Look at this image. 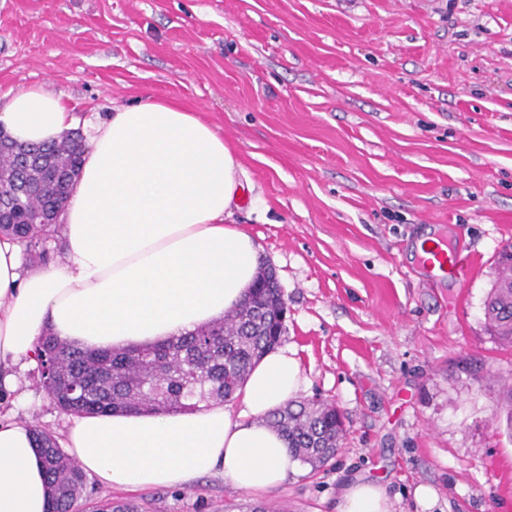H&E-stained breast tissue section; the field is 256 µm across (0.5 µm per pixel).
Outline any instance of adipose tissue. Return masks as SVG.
I'll return each instance as SVG.
<instances>
[{"instance_id":"1","label":"adipose tissue","mask_w":512,"mask_h":512,"mask_svg":"<svg viewBox=\"0 0 512 512\" xmlns=\"http://www.w3.org/2000/svg\"><path fill=\"white\" fill-rule=\"evenodd\" d=\"M59 97L29 87L10 97L0 129L24 144L58 141L74 127ZM79 178L60 221L66 247L47 268L27 267L23 248L0 237V389L53 333L87 349L163 342L223 317L257 272L251 235L225 223L243 195V169L209 124L176 103L145 99L89 123ZM300 386L287 350L250 371L232 414L195 411L74 416L66 453L111 488L180 486L220 469L255 494L299 463L263 418ZM43 458L30 425L0 419V512H48ZM337 512H393L385 487L347 481Z\"/></svg>"}]
</instances>
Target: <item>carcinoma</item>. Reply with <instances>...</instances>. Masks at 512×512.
I'll return each instance as SVG.
<instances>
[{
	"label": "carcinoma",
	"mask_w": 512,
	"mask_h": 512,
	"mask_svg": "<svg viewBox=\"0 0 512 512\" xmlns=\"http://www.w3.org/2000/svg\"><path fill=\"white\" fill-rule=\"evenodd\" d=\"M82 162L81 136L59 143L19 146L0 138V235L18 239L28 260H49L47 242L59 232L57 216ZM265 287L249 289L224 320L147 347L88 350L55 336L40 339L37 361H54L58 406L72 414L195 410L202 402H224L241 388L252 367L279 344L285 327L278 310L284 294L271 270L260 273ZM488 330L512 345V245L498 256V273L484 301ZM80 380L85 394L69 393ZM290 453L317 469L333 459L343 438V421L328 402L290 403L267 415ZM46 467L50 512H72L85 474L58 447L55 438L35 431ZM91 512H144L134 501L104 500Z\"/></svg>",
	"instance_id": "carcinoma-1"
}]
</instances>
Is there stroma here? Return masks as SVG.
I'll use <instances>...</instances> for the list:
<instances>
[{"label":"stroma","mask_w":512,"mask_h":512,"mask_svg":"<svg viewBox=\"0 0 512 512\" xmlns=\"http://www.w3.org/2000/svg\"><path fill=\"white\" fill-rule=\"evenodd\" d=\"M40 86L80 119L141 99L209 123L249 180L230 218L288 311L297 400L335 402L346 433L319 469L262 495L223 472L115 489L149 512H337L380 481L394 512H512V434L497 401L512 346L484 323L512 245V0H0V110ZM432 234L475 255L466 277L417 253ZM62 437L70 416L19 373L0 415Z\"/></svg>","instance_id":"stroma-1"}]
</instances>
